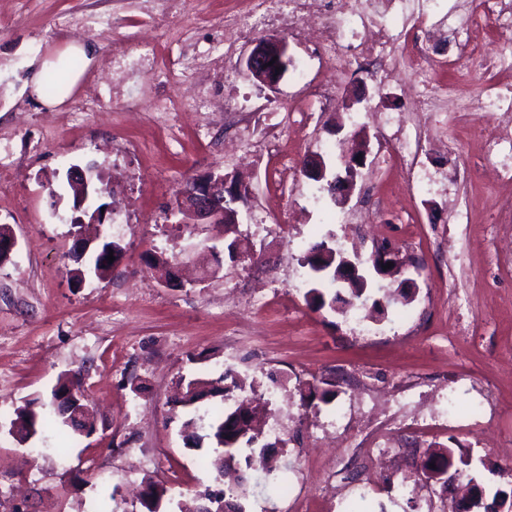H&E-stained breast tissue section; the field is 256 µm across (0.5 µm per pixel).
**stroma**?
<instances>
[{
	"instance_id": "35a3bbf8",
	"label": "stroma",
	"mask_w": 512,
	"mask_h": 512,
	"mask_svg": "<svg viewBox=\"0 0 512 512\" xmlns=\"http://www.w3.org/2000/svg\"><path fill=\"white\" fill-rule=\"evenodd\" d=\"M242 0H0V224L18 246L0 264V512H98L113 488L114 512H146L138 489L167 488L161 512L223 490L205 460L211 441L186 448L175 405L179 380L215 379L233 370L262 394L279 422L265 443L277 461L279 488L266 495L259 473L245 472L247 512H448L452 490L439 482L399 489L434 448L472 452L498 465L482 471L484 503L512 469V209L471 138L494 124L472 113L466 125L445 112L426 131L400 139L377 126L378 109L401 110L409 74L378 85L366 73L338 85L336 106L312 112L309 131L289 124L282 107L306 96L322 78L313 42L267 27L255 38H286L305 79L286 72L277 91L242 73L246 43L224 53V13ZM95 57L61 105L48 107L27 88L30 59H45L76 42ZM191 62L198 87L168 82L170 107L155 109L147 70L166 73ZM232 101L266 116L283 157L259 158L256 143L224 118ZM139 116H132L130 108ZM368 154L352 200L379 185L385 204L368 239L344 240L348 205L314 199L320 182L301 170L305 156L341 170L354 133ZM400 144L414 166L447 173V188L412 187L397 172L380 173L385 148ZM293 173L280 180L281 158ZM93 167L100 203L121 215L104 225L123 256L112 272L85 287L70 283L76 228L71 166ZM221 173L242 186L237 255L213 274L201 263L191 282L159 280L157 256L181 255L189 244L222 237L217 224L183 228L169 217L177 191L192 178ZM331 238L343 251L369 258L391 243L401 263L415 262L411 282L374 277L371 302L352 308L310 306L305 250ZM385 294L405 302L375 307ZM80 372L96 430L85 437L49 428L19 444L8 428L23 400L50 399L60 373ZM327 379L329 399L301 402L298 389ZM426 392L428 409L454 401L466 427L427 434L407 429L390 454L398 469L371 484L360 451L377 444L365 428L360 388Z\"/></svg>"
}]
</instances>
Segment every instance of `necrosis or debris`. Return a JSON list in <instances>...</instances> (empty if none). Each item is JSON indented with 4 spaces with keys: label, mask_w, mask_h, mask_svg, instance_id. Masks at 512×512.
Returning a JSON list of instances; mask_svg holds the SVG:
<instances>
[{
    "label": "necrosis or debris",
    "mask_w": 512,
    "mask_h": 512,
    "mask_svg": "<svg viewBox=\"0 0 512 512\" xmlns=\"http://www.w3.org/2000/svg\"><path fill=\"white\" fill-rule=\"evenodd\" d=\"M436 0H247L237 15L224 19V43L231 46L248 38L257 28L282 25L311 39L323 50L326 82L318 90L323 106L336 100L334 86L344 63H360L378 83H385L398 66L414 78L416 112L436 111L440 102L451 101L457 117L473 112L512 115V85L499 75L512 73V50L486 53L480 35L495 28L501 37L512 38V0H455L448 8L444 30L433 17ZM475 61L479 70L495 74L486 92L475 98H450L447 84L437 72L454 65L456 58ZM486 159L492 160L497 180L512 200V151L504 149L500 131H476Z\"/></svg>",
    "instance_id": "obj_1"
}]
</instances>
